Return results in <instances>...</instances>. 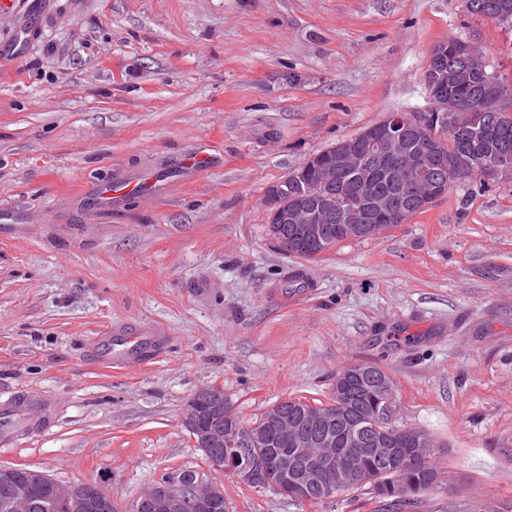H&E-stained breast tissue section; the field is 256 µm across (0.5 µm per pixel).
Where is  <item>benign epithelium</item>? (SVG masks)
I'll return each instance as SVG.
<instances>
[{"label":"benign epithelium","mask_w":512,"mask_h":512,"mask_svg":"<svg viewBox=\"0 0 512 512\" xmlns=\"http://www.w3.org/2000/svg\"><path fill=\"white\" fill-rule=\"evenodd\" d=\"M446 82L442 71L430 68L425 73L424 89L429 107L423 112H392L380 121L376 132L364 131L359 135L361 142H342L317 176L321 186L331 185L336 173L353 166L359 178L357 202H331L317 194H304L293 199L285 197L284 180L271 186L267 193V205L271 214L270 233L285 251H292L289 239L281 235L282 225H290L292 239L319 240L323 236L324 222L334 221L341 228L344 237H375L386 233L389 224H363L360 212L369 206L376 218H390L404 213L388 198L374 188L375 175L368 161L374 159L397 161L395 166L399 181L410 188L418 198L420 207L426 208L447 193L439 186L437 174L461 176L466 168L464 159L450 156L445 141L436 136L438 130H455L460 125L457 113L462 108L445 92ZM480 175L488 179L512 177V167L497 160L482 165ZM385 396L378 414L380 434L373 439L374 447H367L368 441L362 436L358 422H344L341 444L336 449V434L324 431L317 437L310 436L299 426L288 422V414L277 404L270 407L272 416L280 422L278 443L275 448L258 433L243 431L231 422L236 415L224 400L219 389L204 388L190 398L182 411V424L191 432L197 447L204 452L209 464L222 472H228L238 481L255 489L272 488L298 502H308L319 494L322 499L331 497L356 480L369 477L360 469V461L369 454H386L394 444L391 435L392 421L397 410L393 385L384 381ZM210 401V410L230 425L210 426L198 429L201 418L200 398ZM334 412L327 405H312L306 409L305 417L312 423H328ZM412 447L420 449L424 457L439 447L430 435L414 432L409 435ZM57 496L72 503L81 510L90 508L96 501L104 500L106 492L99 486L88 483L83 487L56 486ZM224 489L217 483H202L193 478L168 477L153 488L139 493L131 512H208L220 506ZM30 504V491L24 484H17L0 498V512H26Z\"/></svg>","instance_id":"1"}]
</instances>
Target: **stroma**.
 Instances as JSON below:
<instances>
[{
	"label": "stroma",
	"instance_id": "1",
	"mask_svg": "<svg viewBox=\"0 0 512 512\" xmlns=\"http://www.w3.org/2000/svg\"><path fill=\"white\" fill-rule=\"evenodd\" d=\"M22 28L0 62V397L53 413L0 465L97 484L120 512L182 470L221 483L228 512H386L367 488L300 503L239 483L181 420L203 388L249 421L374 362L395 426L441 446L404 512H512V179L457 180L314 258L269 237L266 202L311 155L426 110L437 43L512 77V23L461 0H0V42ZM110 324L168 342L111 366L92 350Z\"/></svg>",
	"mask_w": 512,
	"mask_h": 512
}]
</instances>
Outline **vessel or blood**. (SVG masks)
Returning <instances> with one entry per match:
<instances>
[{
    "label": "vessel or blood",
    "mask_w": 512,
    "mask_h": 512,
    "mask_svg": "<svg viewBox=\"0 0 512 512\" xmlns=\"http://www.w3.org/2000/svg\"><path fill=\"white\" fill-rule=\"evenodd\" d=\"M166 342L157 330L128 331L105 327L94 341V351L103 363L126 365L139 362L160 350ZM48 412L43 401L30 396H11L0 402V443L10 442L16 435L31 431L37 425L33 410Z\"/></svg>",
    "instance_id": "obj_1"
}]
</instances>
